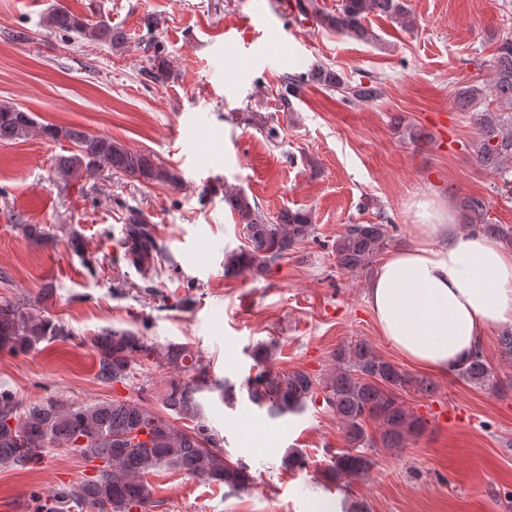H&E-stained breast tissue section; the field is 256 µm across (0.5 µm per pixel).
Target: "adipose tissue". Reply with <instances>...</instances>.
Returning <instances> with one entry per match:
<instances>
[{"instance_id":"obj_1","label":"adipose tissue","mask_w":512,"mask_h":512,"mask_svg":"<svg viewBox=\"0 0 512 512\" xmlns=\"http://www.w3.org/2000/svg\"><path fill=\"white\" fill-rule=\"evenodd\" d=\"M420 240L382 260L367 304L381 334L409 363L447 375L489 329L512 325V251L462 234L452 212L419 205Z\"/></svg>"}]
</instances>
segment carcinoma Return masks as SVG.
<instances>
[{
  "label": "carcinoma",
  "instance_id": "carcinoma-1",
  "mask_svg": "<svg viewBox=\"0 0 512 512\" xmlns=\"http://www.w3.org/2000/svg\"><path fill=\"white\" fill-rule=\"evenodd\" d=\"M298 13L315 26L357 41L370 43L376 35L367 26L370 14L391 18L404 27L415 25L407 0H341L336 11L321 8L317 0H296ZM52 30L71 41L104 43L113 48L126 44V33L104 20L83 19L57 0L46 16ZM155 20L144 18L146 33L139 42L147 66L141 75L156 83L166 79L169 61L156 40ZM489 85L479 82L460 88L455 107L468 112L491 100L493 107L476 113V162L500 174L512 170V39L501 42L492 61ZM316 82L328 90L343 89L348 98L373 102L384 94V82L377 77L347 85L332 67L313 63L305 74L285 75L286 95L300 92L305 82ZM35 126L31 113L18 104L0 101V141L27 137ZM43 134L65 139L73 145L68 155L56 160L58 174L65 180L94 177L103 167L134 177L142 183H163L179 187V174L156 161L150 153L133 151L105 135H92L72 127L46 126ZM224 202L243 224L247 245L224 252V276L265 278L296 245L314 236L311 211L284 208L273 220L262 213L258 202L241 190L224 191ZM491 201L482 196H465L459 201L462 222L473 233H483L512 242V228L495 224L490 218ZM389 241L386 224H346L336 235L331 252L336 266L358 274L370 269ZM118 246L122 260L143 278H148L167 256L165 242L158 236L151 215L139 206L126 207ZM68 327L50 316L33 312L24 298L0 302V349L27 353L41 343L65 339ZM97 352L96 378L104 384H125L137 363L155 368H182L193 372L187 382H174L163 400L170 418L142 404L119 397L95 403H78L46 397L27 404L19 402L9 389H0V465L23 468L38 463L46 448L56 445L73 449L82 461L101 460L94 476H88L67 492L39 499L35 512H64L67 504H90L98 512H151L155 505L154 485L147 479L164 468L183 472L232 491L249 485L244 468L220 451L224 438L207 423L202 392H220L229 400V385L208 376L202 355L187 347H160L144 334L112 329L94 338ZM272 346L257 344L252 352L257 366L247 380L250 401L272 419L296 416L309 406L322 404L340 420L347 448L337 453L324 472V482L336 486L347 501L345 512H368L366 503L353 500L347 488L351 480L366 477L373 466V454L380 448L404 447L417 435L425 421L407 405L403 393L413 389L429 393L433 383L414 377L378 354L364 339L337 348L332 367L323 375L296 370L275 372L267 367ZM457 378L475 386L497 384L493 367L481 348L454 371ZM185 426L177 425V422ZM374 426L369 432L368 426ZM144 430L149 439L135 448L118 442Z\"/></svg>",
  "mask_w": 512,
  "mask_h": 512
}]
</instances>
